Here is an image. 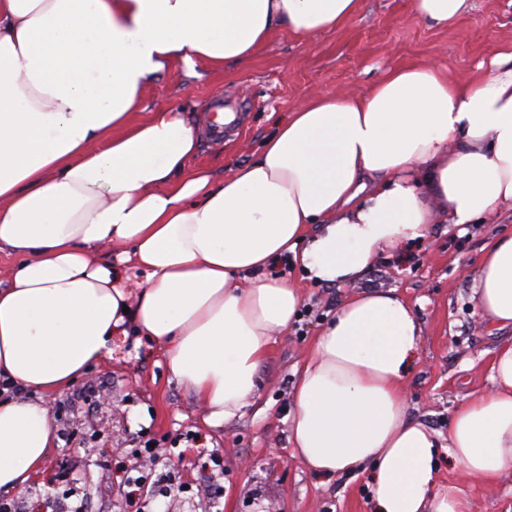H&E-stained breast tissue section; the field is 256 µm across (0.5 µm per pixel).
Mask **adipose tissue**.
<instances>
[{
    "label": "adipose tissue",
    "instance_id": "adipose-tissue-1",
    "mask_svg": "<svg viewBox=\"0 0 512 512\" xmlns=\"http://www.w3.org/2000/svg\"><path fill=\"white\" fill-rule=\"evenodd\" d=\"M360 6L0 0V252L18 258L0 287V378L32 393L0 401V488L25 487L53 444L42 394L111 355L130 324L165 346L211 424L241 415L301 304L272 271L285 256L353 289L295 384L292 456L317 475L365 476L373 512H470L460 487L437 482L444 454L484 483L512 472V343L493 353L492 388L437 431L407 415L414 306L358 287L382 249L433 224L512 212V49L467 83L420 63L361 96L314 97L224 178L189 170L197 137L179 111L138 117L172 65L244 63L280 30L330 32ZM472 289L487 319L512 326V233L485 248Z\"/></svg>",
    "mask_w": 512,
    "mask_h": 512
}]
</instances>
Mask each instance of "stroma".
Returning <instances> with one entry per match:
<instances>
[{
    "mask_svg": "<svg viewBox=\"0 0 512 512\" xmlns=\"http://www.w3.org/2000/svg\"><path fill=\"white\" fill-rule=\"evenodd\" d=\"M412 0H363L335 31L302 39L282 30L247 63L213 71L177 63L146 86L142 108L182 112L198 133L190 168L230 175L250 162L274 117L314 95H355L395 66L436 61L450 79L470 81L479 63L512 46V0H471L448 27L428 25ZM223 99L236 114L223 142L212 141L206 105ZM512 230V220L472 224L459 232L437 224L432 235L385 249L366 273V288H393L413 304L423 329L420 358L407 375L408 415L444 432L464 396L489 390L492 353L512 342V326L483 318L471 279L487 245ZM303 303L288 336L260 367L262 387L242 417L214 426L186 387L171 375L164 346L136 329L116 337L111 357L45 403L56 437L45 462L15 496L28 507L84 501L94 512H372L365 477L329 478L290 455L291 392L320 322L347 297L287 266ZM153 451H146V444ZM254 466H244V459ZM151 480L136 502L125 481ZM443 482L462 487L471 512H512V473L493 484L472 480L454 462L440 463Z\"/></svg>",
    "mask_w": 512,
    "mask_h": 512,
    "instance_id": "obj_1",
    "label": "stroma"
}]
</instances>
